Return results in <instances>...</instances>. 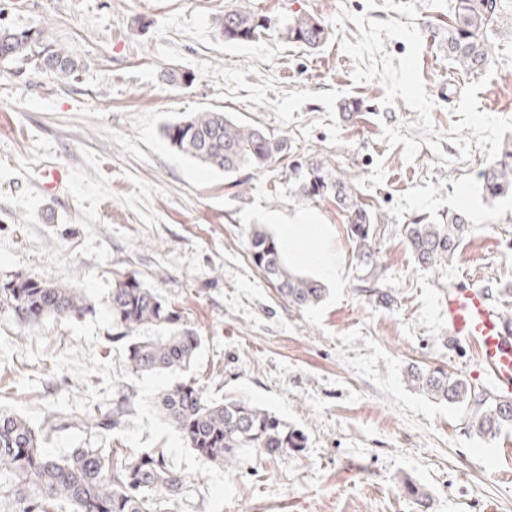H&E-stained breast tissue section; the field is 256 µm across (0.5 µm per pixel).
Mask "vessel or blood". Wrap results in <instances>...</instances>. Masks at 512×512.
I'll list each match as a JSON object with an SVG mask.
<instances>
[{"label": "vessel or blood", "mask_w": 512, "mask_h": 512, "mask_svg": "<svg viewBox=\"0 0 512 512\" xmlns=\"http://www.w3.org/2000/svg\"><path fill=\"white\" fill-rule=\"evenodd\" d=\"M449 336L473 346L497 394L512 401V320L504 317L485 291L449 282L442 303Z\"/></svg>", "instance_id": "vessel-or-blood-1"}]
</instances>
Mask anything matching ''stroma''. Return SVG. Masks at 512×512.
<instances>
[{
  "mask_svg": "<svg viewBox=\"0 0 512 512\" xmlns=\"http://www.w3.org/2000/svg\"><path fill=\"white\" fill-rule=\"evenodd\" d=\"M225 3L0 0V26L46 30L82 62L66 81L0 65V285L66 282L91 305L77 319L23 325L0 314V408L37 426L48 407L107 408L114 383L132 387L136 409L109 437L70 429L46 449H166L190 479L172 512H512V427L480 438L463 407L407 378L411 366L439 365L489 382L472 348L448 338L449 281L483 288L512 316V201L484 200L478 177L512 140V42L473 77L440 49L448 0H250L273 30L227 44L214 27ZM300 12L329 29L318 50L276 30ZM172 72L193 81H168ZM349 101L360 111H343ZM208 110L286 138L287 156L227 176L172 148L164 126ZM300 157L333 166L374 212L377 274L392 305L359 292L335 202L299 196L291 166ZM54 168L56 193L43 187ZM454 210L471 221L457 259L420 269L404 225ZM299 214L329 226L346 271L301 310L248 256L255 231ZM129 275L199 336L189 371L128 370L110 303ZM190 375L209 398L257 404L302 430L304 448L208 462L155 407ZM404 478L425 506L401 494Z\"/></svg>",
  "mask_w": 512,
  "mask_h": 512,
  "instance_id": "35a3bbf8",
  "label": "stroma"
}]
</instances>
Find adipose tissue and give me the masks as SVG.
<instances>
[{
  "instance_id": "obj_1",
  "label": "adipose tissue",
  "mask_w": 512,
  "mask_h": 512,
  "mask_svg": "<svg viewBox=\"0 0 512 512\" xmlns=\"http://www.w3.org/2000/svg\"><path fill=\"white\" fill-rule=\"evenodd\" d=\"M275 228L289 261L311 266L330 279L342 278L341 262L324 246L328 226L312 223L309 217L298 215L288 222L276 223Z\"/></svg>"
}]
</instances>
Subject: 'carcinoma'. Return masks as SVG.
I'll return each instance as SVG.
<instances>
[{"label":"carcinoma","instance_id":"1","mask_svg":"<svg viewBox=\"0 0 512 512\" xmlns=\"http://www.w3.org/2000/svg\"><path fill=\"white\" fill-rule=\"evenodd\" d=\"M249 0H228L216 30L230 44L253 42L271 27V20L247 6ZM502 0H452L446 41L448 57L457 69L481 74L493 61L494 48L512 41V27L498 24ZM283 39L308 48L319 47L328 36L323 22L306 13L286 19ZM0 64L30 65L63 79L75 77L81 62L62 45L44 38V32L0 27ZM165 137L179 152L198 164L233 174L243 168L262 169L287 154L288 141L263 129L244 125L221 111L199 112L168 124ZM292 174L307 200L332 199L346 219L363 272L360 292L371 302L388 306L392 290L381 287L375 274L374 216L353 185L323 162L308 159L294 164ZM484 196L489 200L512 197V141L500 159L480 172ZM470 231L461 211L448 212L443 224L419 219L404 228L405 242L419 267L435 270L456 258ZM249 256L264 278L295 308L319 303L323 285L300 278L284 264L276 241L256 231ZM112 339L122 341L145 326L162 331L142 336L127 348L126 364L137 375L185 371L199 347L198 337L182 326L181 312L155 290L128 276L112 289ZM90 311L81 291L67 283L33 277L0 285V313L19 324L46 317H78ZM408 379L431 398L469 409V427L493 438L512 427V405L503 407L490 389L479 387L443 367H411ZM135 391L123 383L112 390V406L84 413L49 411L39 428L26 418L0 410V512H169L165 505L188 488L187 476L172 468L162 448H143L129 456L118 448H76L66 456H52L42 439L67 426L106 435L121 426L134 411ZM156 408L201 457L224 465L236 461L249 448L276 456L304 447L305 436L272 412L244 400L212 401L193 381L165 389Z\"/></svg>","mask_w":512,"mask_h":512}]
</instances>
